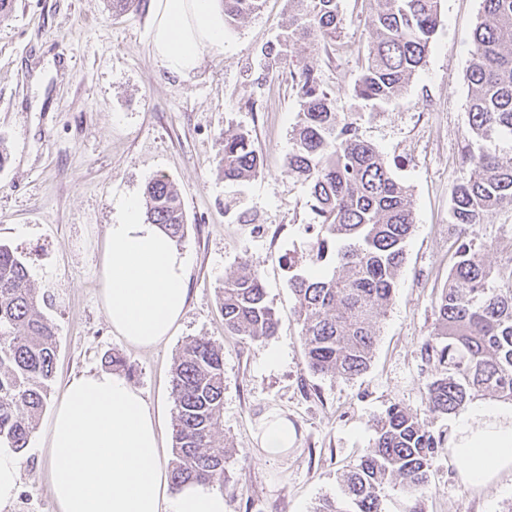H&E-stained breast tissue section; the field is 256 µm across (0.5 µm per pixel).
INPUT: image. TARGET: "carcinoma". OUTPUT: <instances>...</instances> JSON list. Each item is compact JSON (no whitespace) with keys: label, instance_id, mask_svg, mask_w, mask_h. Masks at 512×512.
<instances>
[{"label":"carcinoma","instance_id":"obj_1","mask_svg":"<svg viewBox=\"0 0 512 512\" xmlns=\"http://www.w3.org/2000/svg\"><path fill=\"white\" fill-rule=\"evenodd\" d=\"M148 0H112V11L139 12ZM264 0H223L224 23L261 10ZM373 14L362 74L354 87L364 101L400 95L426 62L440 23V0H368ZM467 69L469 134L477 150L465 155L468 179L453 190L449 220L459 231L455 261L435 306L434 330L423 351L436 363L426 384L432 414L458 416L484 396L512 401V265L487 264L472 235L498 207L512 205V0H482ZM284 41L328 44L340 24L338 0H288ZM300 120L293 130L288 174L310 189L318 227L313 269L289 278L298 304L307 369L332 380H352L370 366L379 323L392 301L415 224L409 190L390 165L361 139L355 123L336 112L314 70L291 73ZM260 156L247 135H224L220 170L244 181L259 171ZM146 220L174 242L185 234L180 196L160 175L145 188ZM47 297L32 287L25 263L0 244V444L28 447L56 368L57 337L43 315ZM224 331L262 343L277 330L261 271L249 260L225 278L220 295ZM174 445L170 478L222 484L236 453L219 437L224 414V348L206 338L187 342L172 380ZM445 438L419 417L392 404L376 425L373 446L339 480L340 495L314 512H383L389 487L403 512H423L432 462Z\"/></svg>","mask_w":512,"mask_h":512}]
</instances>
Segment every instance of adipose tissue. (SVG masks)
Segmentation results:
<instances>
[{"mask_svg": "<svg viewBox=\"0 0 512 512\" xmlns=\"http://www.w3.org/2000/svg\"><path fill=\"white\" fill-rule=\"evenodd\" d=\"M219 0H157L152 49L172 73L185 76L206 48H223ZM109 225L100 295L113 333L150 348L183 316L187 256L124 199ZM449 449L462 483L481 489L512 473V402L469 403ZM47 456L55 512H226L214 486L187 482L168 493L158 422L123 376L85 372L67 385L49 431Z\"/></svg>", "mask_w": 512, "mask_h": 512, "instance_id": "obj_1", "label": "adipose tissue"}]
</instances>
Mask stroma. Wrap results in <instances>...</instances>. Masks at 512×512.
<instances>
[{
  "mask_svg": "<svg viewBox=\"0 0 512 512\" xmlns=\"http://www.w3.org/2000/svg\"><path fill=\"white\" fill-rule=\"evenodd\" d=\"M341 23L327 49L305 41L264 57L288 24V0L227 26L223 50L203 51L180 76L151 50L155 7L113 14L110 0H16L0 21V243L27 265L34 288L52 296L46 317L58 341L51 396L22 454L13 512H55L46 454L54 411L70 379L108 371L121 353L127 380L159 418L173 446L172 369L184 344L205 337L224 348L223 433L236 448L222 490L226 512H313L336 497L338 477L375 438L374 421L393 403L417 413L435 433L452 416L430 414L425 384L435 372L422 345L448 283L458 231L448 210L456 184L469 178L466 71L482 0H441V24L426 64L393 101L357 99L366 53L367 0H339ZM313 68L338 112L388 160L410 190L415 229L405 247L393 300L380 323L372 362L349 381L306 368L288 287L312 265L314 233L305 185L286 171L300 106L291 74ZM250 134L262 165L238 184L218 162L226 132ZM166 176L184 205L188 304L173 334L152 348L127 344L107 321L100 259L121 198L142 199L146 183ZM485 260L512 262V206L476 230ZM249 259L263 273L276 334L257 344L224 332L219 290ZM288 423L293 440L277 457L261 453L267 423ZM424 512H512V475L496 486L465 487L447 449L432 466Z\"/></svg>",
  "mask_w": 512,
  "mask_h": 512,
  "instance_id": "stroma-1",
  "label": "stroma"
}]
</instances>
